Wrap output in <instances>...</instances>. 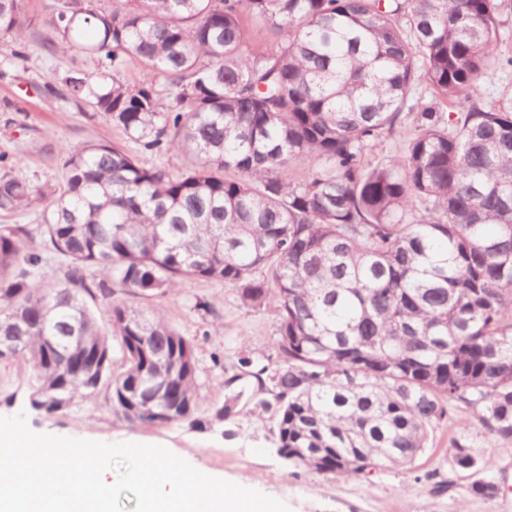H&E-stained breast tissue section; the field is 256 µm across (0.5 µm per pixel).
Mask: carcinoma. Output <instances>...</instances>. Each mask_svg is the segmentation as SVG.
Returning a JSON list of instances; mask_svg holds the SVG:
<instances>
[{
  "label": "carcinoma",
  "mask_w": 512,
  "mask_h": 512,
  "mask_svg": "<svg viewBox=\"0 0 512 512\" xmlns=\"http://www.w3.org/2000/svg\"><path fill=\"white\" fill-rule=\"evenodd\" d=\"M23 2L0 0L1 39H25ZM511 21L512 0H57L45 23L112 77L95 108L137 150L69 148L49 193L0 154V212L44 206L64 259L36 279L31 229L0 225V361L31 366V408L103 395L130 424L202 425L195 345L132 300L207 280L278 312L274 353L241 343L209 425L248 389L281 457L345 477L411 465L463 406L512 441V88L484 91L512 70ZM167 151L182 170L140 158ZM453 457L477 468L459 440Z\"/></svg>",
  "instance_id": "1"
}]
</instances>
